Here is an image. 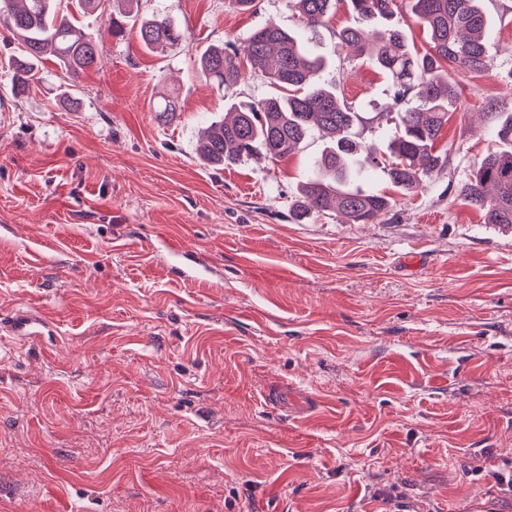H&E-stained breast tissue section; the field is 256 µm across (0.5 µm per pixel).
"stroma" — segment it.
I'll return each mask as SVG.
<instances>
[{"mask_svg":"<svg viewBox=\"0 0 512 512\" xmlns=\"http://www.w3.org/2000/svg\"><path fill=\"white\" fill-rule=\"evenodd\" d=\"M483 8L489 63L454 75L445 166L413 193L364 166L392 200L369 224L295 219L319 135L224 169L196 155L225 99L271 89L218 92L195 58L297 28L285 0H140L118 34L112 11L89 15L99 66L71 83L44 62L24 94L0 28V512H462L491 485L471 470L477 448L512 460V231L459 188L494 144L490 112L512 111V0ZM162 12L187 40L158 55L137 29ZM353 22L341 0L307 46L358 142L381 146L415 99L336 46ZM26 310L48 330L5 332ZM278 383L328 406L293 420L263 402Z\"/></svg>","mask_w":512,"mask_h":512,"instance_id":"1","label":"stroma"}]
</instances>
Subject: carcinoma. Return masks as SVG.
Returning <instances> with one entry per match:
<instances>
[{
  "label": "carcinoma",
  "instance_id": "cac0c4a2",
  "mask_svg": "<svg viewBox=\"0 0 512 512\" xmlns=\"http://www.w3.org/2000/svg\"><path fill=\"white\" fill-rule=\"evenodd\" d=\"M108 0H68L83 13L105 11ZM338 0H286L300 30L292 34L265 24L257 27L242 49L212 46L195 60L199 75L227 91L246 75L257 76L283 90L251 102L233 101L224 119L201 134L198 158L222 168L251 159L284 158L301 149L318 132L326 146L315 161V173L301 184L292 210L299 221L333 210L353 224H368L391 207V199L362 187L361 167L355 160L357 143L351 131L358 113L320 78L327 61L312 55L303 37L326 26ZM357 22L335 33L337 44L367 59L384 74L400 102L414 94L416 105L397 113L394 131L384 148H366L367 160L380 165L390 183L412 192L424 186L444 164L434 144L448 121V106L459 96L448 72H480L488 66L487 39L491 22L480 0H409L412 20L428 30L430 49H411L401 27L377 28V18L395 14V0H347ZM61 0H0V25L17 40L19 52L10 63L16 92L39 81L38 63L55 60L66 75L98 64L97 37L74 25L61 11ZM140 43L164 54L186 41V34L170 16L155 14L138 27ZM167 121L178 112L177 101L166 95L154 104ZM493 152L475 163L472 178L461 187L471 204L486 211L490 224L512 226V113H493Z\"/></svg>",
  "mask_w": 512,
  "mask_h": 512
}]
</instances>
